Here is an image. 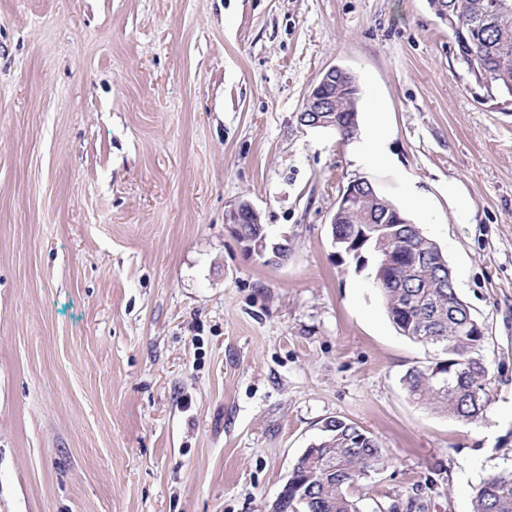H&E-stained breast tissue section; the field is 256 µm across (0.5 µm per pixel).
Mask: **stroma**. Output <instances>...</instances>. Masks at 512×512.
<instances>
[{
	"label": "stroma",
	"instance_id": "35a3bbf8",
	"mask_svg": "<svg viewBox=\"0 0 512 512\" xmlns=\"http://www.w3.org/2000/svg\"><path fill=\"white\" fill-rule=\"evenodd\" d=\"M454 57L427 0H0V512H267L334 418L390 456L361 512H471L512 472V109ZM334 65L386 157L298 123ZM356 178L484 327L478 422L407 393L435 350L332 240ZM364 125L359 146V157L367 162L375 153H383L389 139V132L382 118L381 112H369ZM229 221L231 224L236 226V231L238 229V225H241V230L237 233L239 239H242L243 234L249 235L251 230L254 228V224H261L260 215L252 208H246L242 206L240 203L236 206H233L230 209L229 213ZM243 241V240H242ZM247 247L250 251L255 252L257 255L261 257H267L268 260L272 261H284L288 258V252L286 251V246L279 243H269V237L267 234V242L266 235L263 233H259L255 238L249 235L246 239H244ZM243 241V242H244ZM271 246L273 244H277L275 246H271V250L268 249V245ZM271 252V254L269 253Z\"/></svg>",
	"mask_w": 512,
	"mask_h": 512
}]
</instances>
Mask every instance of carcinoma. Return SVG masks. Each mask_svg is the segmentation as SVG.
<instances>
[{
	"instance_id": "1",
	"label": "carcinoma",
	"mask_w": 512,
	"mask_h": 512,
	"mask_svg": "<svg viewBox=\"0 0 512 512\" xmlns=\"http://www.w3.org/2000/svg\"><path fill=\"white\" fill-rule=\"evenodd\" d=\"M464 71L482 78L485 98L496 102L512 97V0H500L501 10L493 25L484 20L487 0H442ZM336 83V133L351 140L358 130L360 92L351 75H339ZM395 208L380 194L364 196L357 214L339 221L342 247L356 252L373 249L376 268H385L378 286L386 312L398 330L410 340L438 349L430 364L410 369L403 382L418 402L475 423L488 406L485 381L488 369L481 355L484 331L459 297L448 262L440 247L430 243L415 224H387ZM405 254L421 256L418 274L403 269ZM417 297V306L401 311L403 298ZM333 457L332 472L310 470L308 457L295 462L298 477L288 484V501L281 512H360L354 489L372 472L387 464V454L376 439L352 423L334 419L325 423L323 437L313 444ZM472 512H512V473L484 480L472 500Z\"/></svg>"
}]
</instances>
